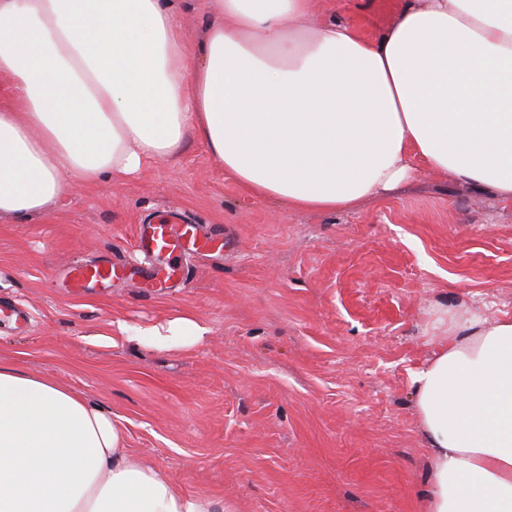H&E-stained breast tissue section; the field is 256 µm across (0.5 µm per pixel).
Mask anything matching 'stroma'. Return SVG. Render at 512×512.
Masks as SVG:
<instances>
[{
	"label": "stroma",
	"instance_id": "35a3bbf8",
	"mask_svg": "<svg viewBox=\"0 0 512 512\" xmlns=\"http://www.w3.org/2000/svg\"><path fill=\"white\" fill-rule=\"evenodd\" d=\"M197 58L216 0H174ZM395 0H313V19L376 40ZM176 208L224 243L162 291L71 293L69 266L138 265L139 225ZM0 363L58 380L118 416L125 446L185 492L238 512H425L428 450L411 379L460 316H512V205L419 170L354 211L256 197L188 139L175 159L0 217ZM188 317L201 338L137 329Z\"/></svg>",
	"mask_w": 512,
	"mask_h": 512
}]
</instances>
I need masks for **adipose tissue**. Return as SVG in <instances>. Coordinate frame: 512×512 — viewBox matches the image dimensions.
I'll list each match as a JSON object with an SVG mask.
<instances>
[{
	"mask_svg": "<svg viewBox=\"0 0 512 512\" xmlns=\"http://www.w3.org/2000/svg\"><path fill=\"white\" fill-rule=\"evenodd\" d=\"M199 64L162 0H0V215L203 143L248 192L352 210L415 164L512 205V0H402L375 41L312 0H217ZM428 512H512V317L414 380ZM0 512H237L124 446L111 412L0 365Z\"/></svg>",
	"mask_w": 512,
	"mask_h": 512,
	"instance_id": "ef3b65f1",
	"label": "adipose tissue"
}]
</instances>
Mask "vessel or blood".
Masks as SVG:
<instances>
[{"label": "vessel or blood", "mask_w": 512, "mask_h": 512, "mask_svg": "<svg viewBox=\"0 0 512 512\" xmlns=\"http://www.w3.org/2000/svg\"><path fill=\"white\" fill-rule=\"evenodd\" d=\"M136 246L148 260L139 271L140 283L162 288L183 275L190 258L214 250L216 240L199 225L185 223L180 211L167 209L154 223L140 226ZM126 270L121 260L86 263L70 267L67 276L72 293L79 294L87 288L111 287L113 281L125 279Z\"/></svg>", "instance_id": "b4317fda"}]
</instances>
